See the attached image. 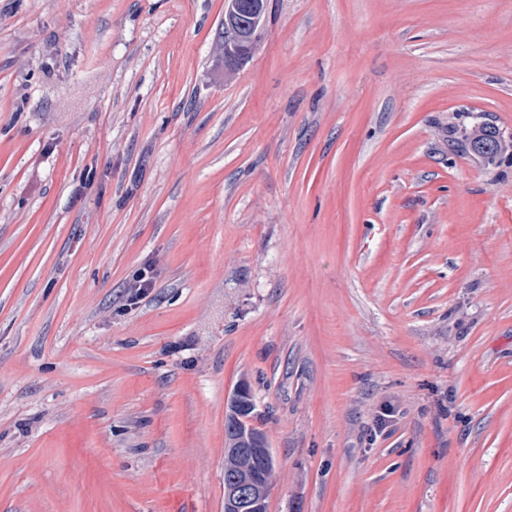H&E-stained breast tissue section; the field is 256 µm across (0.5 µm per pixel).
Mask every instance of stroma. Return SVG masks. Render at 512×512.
Returning <instances> with one entry per match:
<instances>
[{
    "mask_svg": "<svg viewBox=\"0 0 512 512\" xmlns=\"http://www.w3.org/2000/svg\"><path fill=\"white\" fill-rule=\"evenodd\" d=\"M223 20L0 0V512H224L242 383L267 512H512V0ZM248 2L253 10H256L253 25H245L242 28L229 27L226 25L224 20V31H222L215 43L216 52L220 57L225 58L226 66L225 71L234 70L232 67L242 63L245 59L252 55L257 40L260 27H258L257 21L262 13L265 12L266 0H225L224 1V15H233ZM224 44L226 49H224ZM465 142L471 151L478 153L487 162H494L508 149H512V138L506 140L495 128L483 123H474L466 131ZM151 287L152 277H148L146 271L136 272L128 285L125 307L137 305L149 294ZM246 394L235 403L230 402L229 414L225 425V447L240 435L248 433L254 440H266L265 434L247 422V418L255 413L256 405L246 384H241Z\"/></svg>",
    "mask_w": 512,
    "mask_h": 512,
    "instance_id": "35a3bbf8",
    "label": "stroma"
}]
</instances>
